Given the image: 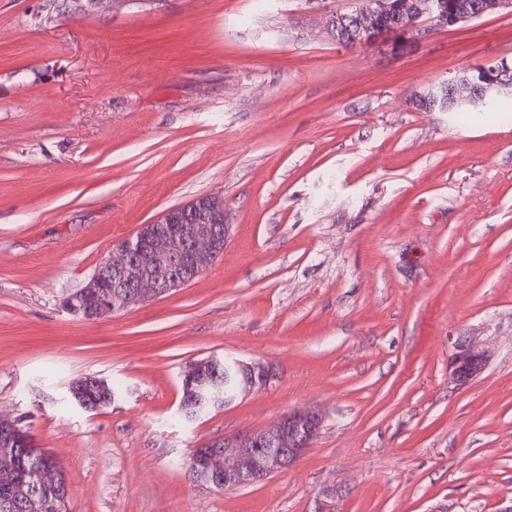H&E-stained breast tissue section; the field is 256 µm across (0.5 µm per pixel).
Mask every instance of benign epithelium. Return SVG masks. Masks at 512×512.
<instances>
[{"label":"benign epithelium","mask_w":512,"mask_h":512,"mask_svg":"<svg viewBox=\"0 0 512 512\" xmlns=\"http://www.w3.org/2000/svg\"><path fill=\"white\" fill-rule=\"evenodd\" d=\"M491 14L512 16V0H482L475 14H448L436 0H370L357 32L339 33L340 15L334 12L327 16V31L334 40L369 48L401 33L422 37L427 30L426 21L435 29H444ZM448 87V105L452 107H486L512 90L511 84L489 73L485 65L468 68L467 76L449 80ZM227 235L224 196L218 193L198 195L169 208L156 220L141 225L134 236L115 245L87 283L67 298L66 309L86 320H97V302L105 288L122 290L123 310L176 292L190 284L188 275L199 277L223 256ZM485 362L484 350L461 342L450 358V375L463 383L480 373ZM224 372L248 376L246 392L265 387L274 378L269 366L255 361L226 358ZM321 426L322 417L315 411L289 412L268 429L207 440L192 450L186 467L200 474L204 484L218 490L252 485L296 463L317 438ZM22 434L18 421L0 417V442L9 443ZM16 471V459L9 452L0 451L3 482L9 484L12 496L23 500L30 498L29 489L55 484L63 473L58 463L35 466L20 479L15 478Z\"/></svg>","instance_id":"7a95c632"}]
</instances>
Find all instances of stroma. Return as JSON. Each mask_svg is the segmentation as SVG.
I'll list each match as a JSON object with an SVG mask.
<instances>
[{"label": "stroma", "instance_id": "1", "mask_svg": "<svg viewBox=\"0 0 512 512\" xmlns=\"http://www.w3.org/2000/svg\"><path fill=\"white\" fill-rule=\"evenodd\" d=\"M355 4L0 0V414L62 464L67 512H512V95L479 121L415 103L512 56V16L356 51L324 29ZM212 192L224 254L187 287L65 309ZM213 354L278 378L183 423L181 374ZM86 375L121 395L78 408ZM299 409L323 426L289 469L191 482V448ZM485 362V351L464 341L457 345L448 367L453 380L463 383L480 373Z\"/></svg>", "mask_w": 512, "mask_h": 512}]
</instances>
